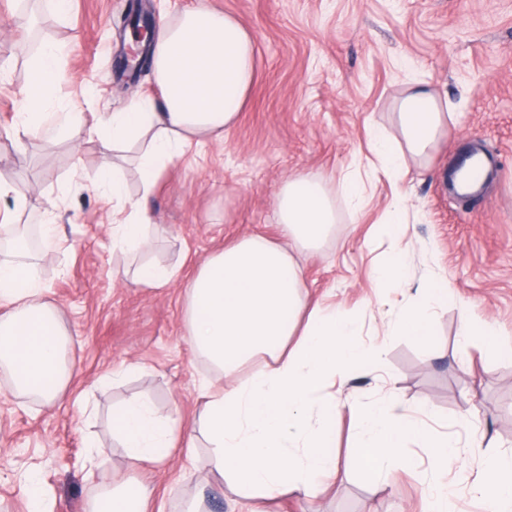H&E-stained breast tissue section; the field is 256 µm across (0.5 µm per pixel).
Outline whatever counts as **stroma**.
<instances>
[{
  "label": "stroma",
  "mask_w": 512,
  "mask_h": 512,
  "mask_svg": "<svg viewBox=\"0 0 512 512\" xmlns=\"http://www.w3.org/2000/svg\"><path fill=\"white\" fill-rule=\"evenodd\" d=\"M196 0H69L54 11L40 0L46 40L66 45L64 78L46 104L56 124H93L135 99L159 100L151 71H121V38L131 7L154 6L170 19ZM252 34L256 68L237 125L223 143L186 150L159 179L147 207L160 229L148 260L179 267L178 280L149 288L117 277L137 256L113 251L111 223L120 208L95 185L106 159L85 133L50 142L7 138L24 110L32 75L28 30L18 0H0V173L30 192L27 208L0 199L10 236L20 224H54L57 246L30 260L46 302L70 337L64 358L70 379L48 407L20 392L0 369V512H29L21 489L36 473L51 512H88L116 479L153 491L152 512H183L204 494L205 512H228L234 495L213 470L205 441L172 449L157 464L129 460L113 432V410L149 398L160 415L193 423L205 384L221 379L193 349L184 319V288L213 252L248 233L278 234L275 196L288 174L331 182L346 167L370 170L371 131L389 127V107L407 81H429L456 112L428 166L407 163L400 182L371 172L374 191L360 206L337 200V224L314 253L301 254L311 301L349 313L372 310L364 339L385 346L383 366L355 373L346 392L368 405L386 391L410 406L427 403L431 431L458 434L472 473L480 459L512 450V0H209ZM469 146L496 163L491 186L459 199L448 168ZM408 204L412 280L447 281L426 343L384 335L382 317L411 300L403 288L376 287L372 262L391 250L378 221L397 197ZM474 326L494 325L507 345L488 352L483 336L458 343L460 308ZM337 393L336 451L354 455L358 428ZM468 418H461V411ZM101 467L89 473V446ZM428 466L400 469L391 487L372 484L359 465L317 499L283 497L266 512H423Z\"/></svg>",
  "instance_id": "obj_1"
}]
</instances>
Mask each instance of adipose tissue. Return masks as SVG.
<instances>
[{
    "mask_svg": "<svg viewBox=\"0 0 512 512\" xmlns=\"http://www.w3.org/2000/svg\"><path fill=\"white\" fill-rule=\"evenodd\" d=\"M255 44L234 17L200 0L173 20L159 22L151 44V69L159 101L138 99L108 112L88 131L102 154L138 146L136 165L144 191H152L173 160L194 142H223L250 92ZM64 48L41 45L30 60L37 80L15 134L52 137L57 132L44 101L60 80ZM399 135L372 136L383 171L404 174V160H427L448 128L446 103L422 82L410 84L394 107ZM370 183L360 171H344L337 187L304 173L286 178L277 195L279 239L261 234L238 237L209 255L185 290L186 326L196 350L223 378L205 387L201 430L180 417L159 416L150 401L133 398L119 409L113 427L128 458L160 462L177 443L194 447L197 435L210 444L214 468L252 503L286 495L318 498L326 484L346 477L333 449L336 404L327 387L346 381L360 366L383 359V345L364 343L358 319L342 310L309 305L296 252L318 250L336 222V197L362 202ZM150 214L130 206L112 227V247L127 253L151 245ZM45 290L29 265L0 260V366L17 388L56 404L69 380L64 366L68 331L56 309L43 303ZM441 301L420 284L409 312L388 326L421 341ZM359 432L358 454L370 477L389 484L403 464L407 442H420L438 483L424 493L429 512H454L444 484L462 472L458 443L427 431L414 413L391 398L363 406L349 400ZM488 512H512V452L484 458L468 484ZM148 486L119 482L91 512H148Z\"/></svg>",
    "mask_w": 512,
    "mask_h": 512,
    "instance_id": "ef3b65f1",
    "label": "adipose tissue"
}]
</instances>
